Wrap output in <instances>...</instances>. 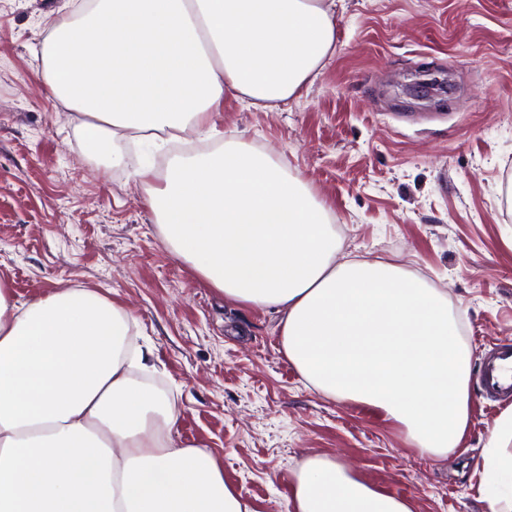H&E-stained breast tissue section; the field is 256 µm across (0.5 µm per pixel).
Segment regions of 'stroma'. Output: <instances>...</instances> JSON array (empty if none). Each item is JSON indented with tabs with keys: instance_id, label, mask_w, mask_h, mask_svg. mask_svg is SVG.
Returning a JSON list of instances; mask_svg holds the SVG:
<instances>
[{
	"instance_id": "35a3bbf8",
	"label": "stroma",
	"mask_w": 512,
	"mask_h": 512,
	"mask_svg": "<svg viewBox=\"0 0 512 512\" xmlns=\"http://www.w3.org/2000/svg\"><path fill=\"white\" fill-rule=\"evenodd\" d=\"M66 0H0V280L20 300L82 286L121 300L176 398L179 435L212 448L251 512H285L293 471L329 456L413 512H486L482 454L512 401L478 385L512 345V0H339L336 51L271 110L225 95L213 136L119 141L87 153L43 77ZM424 67L448 90L406 92ZM241 141L285 157L331 209L337 261H391L444 291L470 351L461 454L418 456L373 407L304 386L279 317L225 301L176 261L138 173Z\"/></svg>"
}]
</instances>
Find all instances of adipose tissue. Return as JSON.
<instances>
[{"label": "adipose tissue", "instance_id": "adipose-tissue-1", "mask_svg": "<svg viewBox=\"0 0 512 512\" xmlns=\"http://www.w3.org/2000/svg\"><path fill=\"white\" fill-rule=\"evenodd\" d=\"M325 0H77L49 29L44 79L89 151L212 130L231 94L271 109L335 50ZM173 257L226 300L279 315L281 346L329 398L382 410L420 456L460 453L470 353L447 296L340 248L329 207L287 159L232 142L147 169ZM116 300L65 288L19 301L0 280V512H250L180 410L138 382L149 352ZM512 408L484 453L489 512H512ZM288 512H412L335 459H307Z\"/></svg>", "mask_w": 512, "mask_h": 512}]
</instances>
